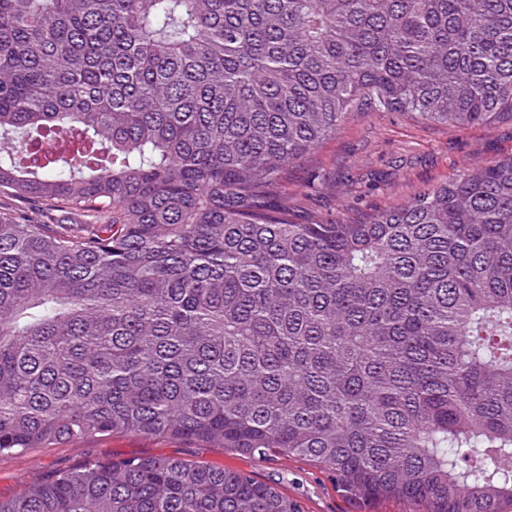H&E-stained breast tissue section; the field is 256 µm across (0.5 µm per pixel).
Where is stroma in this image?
<instances>
[{"label": "stroma", "instance_id": "35a3bbf8", "mask_svg": "<svg viewBox=\"0 0 512 512\" xmlns=\"http://www.w3.org/2000/svg\"><path fill=\"white\" fill-rule=\"evenodd\" d=\"M511 156L510 120L461 128L419 124L397 112L357 114L314 154L289 167L288 202L301 221L331 211L357 219L400 204L470 165ZM150 456L248 473L288 496L300 512H358L337 492L335 479L306 458L259 457L199 442L127 433L0 455V496L19 493L39 474L82 462Z\"/></svg>", "mask_w": 512, "mask_h": 512}]
</instances>
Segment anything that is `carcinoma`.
<instances>
[{
  "label": "carcinoma",
  "mask_w": 512,
  "mask_h": 512,
  "mask_svg": "<svg viewBox=\"0 0 512 512\" xmlns=\"http://www.w3.org/2000/svg\"><path fill=\"white\" fill-rule=\"evenodd\" d=\"M357 112L512 119V0H0V455L190 439L359 512H512V157L296 221L288 167ZM0 512L298 510L156 456Z\"/></svg>",
  "instance_id": "obj_1"
}]
</instances>
